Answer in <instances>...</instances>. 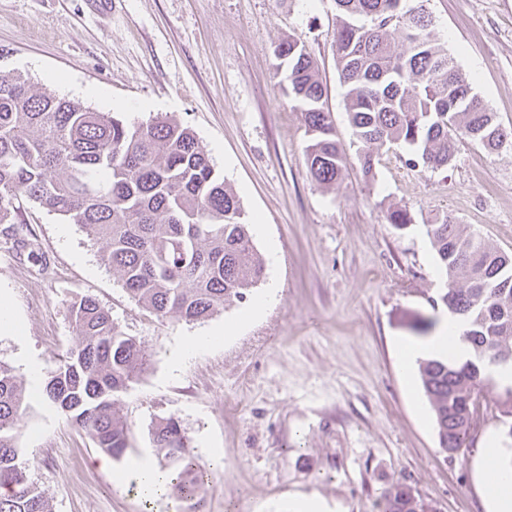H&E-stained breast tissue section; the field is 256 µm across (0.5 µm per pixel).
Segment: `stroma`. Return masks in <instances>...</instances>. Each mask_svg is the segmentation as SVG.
Returning <instances> with one entry per match:
<instances>
[{
    "label": "stroma",
    "instance_id": "obj_1",
    "mask_svg": "<svg viewBox=\"0 0 512 512\" xmlns=\"http://www.w3.org/2000/svg\"><path fill=\"white\" fill-rule=\"evenodd\" d=\"M437 34L498 122L512 128V0H429ZM334 0H0V71L138 125L170 115L193 130L238 194L246 222L261 218L258 254L276 245L278 300L242 321L236 301L194 323L157 319L123 290L83 229L22 201L23 240L0 239V288L21 334L0 332V361L30 395L18 444L50 512H175L146 503L116 473L153 461L151 428L175 416L207 470L203 512H289L311 495L335 512H373L392 485H409L436 512H485L474 463L504 418L481 401L472 440L456 455L438 442L417 371L396 342L439 319L437 259L428 225L452 215L512 253V146L460 144L448 168L383 153L364 178L346 113L332 33ZM314 59L348 164L331 189L311 181L308 135L273 64L282 41ZM407 209L399 230L387 211ZM95 297L144 348L149 368L122 396L130 447L107 457L39 393L53 355L73 343L70 308ZM235 335L224 336L227 324ZM216 335L180 370L191 336Z\"/></svg>",
    "mask_w": 512,
    "mask_h": 512
}]
</instances>
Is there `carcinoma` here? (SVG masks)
Listing matches in <instances>:
<instances>
[{
	"label": "carcinoma",
	"mask_w": 512,
	"mask_h": 512,
	"mask_svg": "<svg viewBox=\"0 0 512 512\" xmlns=\"http://www.w3.org/2000/svg\"><path fill=\"white\" fill-rule=\"evenodd\" d=\"M335 0L333 42L346 109L363 175L372 174L382 146L409 150L425 170L448 167L459 144L493 152L512 143L474 92L435 32L426 0ZM276 70L288 71V96L301 108L309 135V177L335 185L346 157L336 140L325 90L305 47L284 41ZM25 197L81 226L100 245V261L143 309L161 319L204 320L247 298L264 266L240 199L216 173L194 132L173 117L128 126L109 112L35 89L20 74H0V230L16 235L14 201ZM427 235L445 278L432 299L468 319L464 361H418L440 447H468L480 398L492 392L490 362L512 365V255L452 217ZM74 345L55 358L42 396L97 448L114 458L129 448V427L115 406L148 362L90 295L72 305ZM26 394L13 368L0 361V512H48L30 483L17 443ZM152 440L174 476L171 494L202 512L206 470L174 416L152 427ZM379 512H434L398 483Z\"/></svg>",
	"instance_id": "carcinoma-1"
}]
</instances>
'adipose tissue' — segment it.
Returning <instances> with one entry per match:
<instances>
[{
  "mask_svg": "<svg viewBox=\"0 0 512 512\" xmlns=\"http://www.w3.org/2000/svg\"><path fill=\"white\" fill-rule=\"evenodd\" d=\"M467 324L459 316L445 315L433 336L422 342L404 340L399 344L402 370H411L422 359H467L464 338ZM476 484L486 512H512V466L501 459L495 440H488L475 466Z\"/></svg>",
  "mask_w": 512,
  "mask_h": 512,
  "instance_id": "adipose-tissue-1",
  "label": "adipose tissue"
}]
</instances>
